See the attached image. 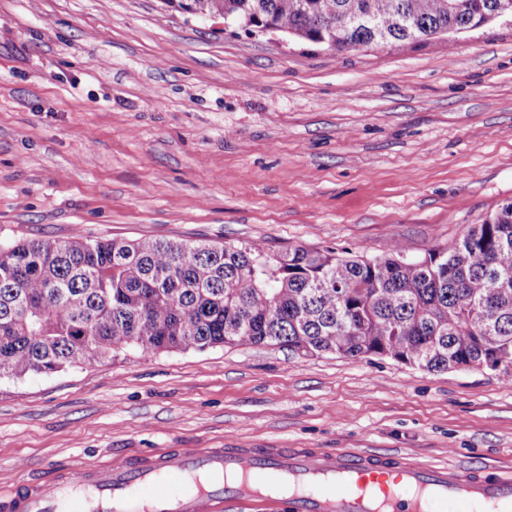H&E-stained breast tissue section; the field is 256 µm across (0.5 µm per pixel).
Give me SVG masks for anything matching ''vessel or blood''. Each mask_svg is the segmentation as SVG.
<instances>
[{
  "label": "vessel or blood",
  "mask_w": 512,
  "mask_h": 512,
  "mask_svg": "<svg viewBox=\"0 0 512 512\" xmlns=\"http://www.w3.org/2000/svg\"><path fill=\"white\" fill-rule=\"evenodd\" d=\"M512 512V470L402 455L293 448H184L0 494V512Z\"/></svg>",
  "instance_id": "1"
}]
</instances>
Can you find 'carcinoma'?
I'll use <instances>...</instances> for the list:
<instances>
[{
	"label": "carcinoma",
	"mask_w": 512,
	"mask_h": 512,
	"mask_svg": "<svg viewBox=\"0 0 512 512\" xmlns=\"http://www.w3.org/2000/svg\"><path fill=\"white\" fill-rule=\"evenodd\" d=\"M165 0L336 50L426 41L488 23L498 0ZM276 344L512 379V203L428 256L159 239L0 242V378L112 358Z\"/></svg>",
	"instance_id": "1"
}]
</instances>
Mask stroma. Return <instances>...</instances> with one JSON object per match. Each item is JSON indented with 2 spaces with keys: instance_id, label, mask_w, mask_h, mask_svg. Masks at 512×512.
I'll return each instance as SVG.
<instances>
[{
  "instance_id": "stroma-1",
  "label": "stroma",
  "mask_w": 512,
  "mask_h": 512,
  "mask_svg": "<svg viewBox=\"0 0 512 512\" xmlns=\"http://www.w3.org/2000/svg\"><path fill=\"white\" fill-rule=\"evenodd\" d=\"M512 202V23L337 52L161 0H0V239L425 256ZM512 467V381L279 345L0 378V493L162 449Z\"/></svg>"
}]
</instances>
